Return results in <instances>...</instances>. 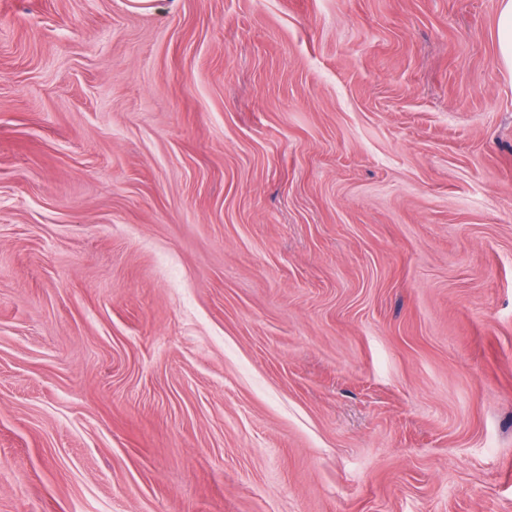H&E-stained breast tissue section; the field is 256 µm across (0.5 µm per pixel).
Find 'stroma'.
I'll use <instances>...</instances> for the list:
<instances>
[{"label":"stroma","mask_w":512,"mask_h":512,"mask_svg":"<svg viewBox=\"0 0 512 512\" xmlns=\"http://www.w3.org/2000/svg\"><path fill=\"white\" fill-rule=\"evenodd\" d=\"M500 0H0V512H512Z\"/></svg>","instance_id":"obj_1"}]
</instances>
